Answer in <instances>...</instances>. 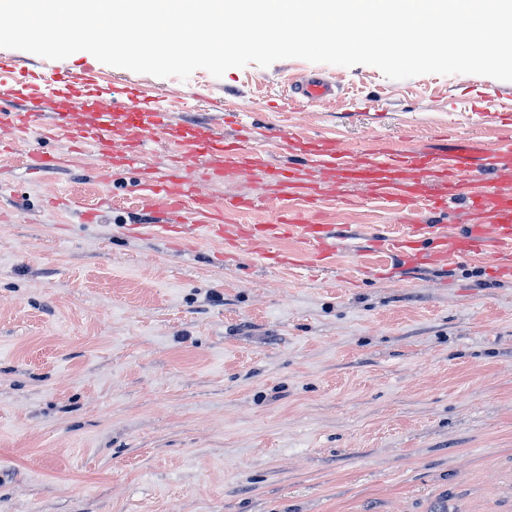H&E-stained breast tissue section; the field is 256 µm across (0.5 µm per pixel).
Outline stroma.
Here are the masks:
<instances>
[{"mask_svg": "<svg viewBox=\"0 0 512 512\" xmlns=\"http://www.w3.org/2000/svg\"><path fill=\"white\" fill-rule=\"evenodd\" d=\"M6 55L30 73L98 70L230 138L225 109L355 149L448 133L476 149L480 109L512 108V82L474 74L293 58L183 81L85 51ZM313 72L338 97L281 111ZM1 140L15 148L0 154V512H512L511 278L474 258L380 279L374 249L322 260L297 238L276 242L296 262L275 269L223 259L215 239L179 249L123 232L158 203L100 182L96 152L62 133ZM33 147L69 167L28 174ZM200 189L259 198L229 223L275 219L274 187L249 174ZM319 220L351 241L405 229L366 198L340 207L332 185Z\"/></svg>", "mask_w": 512, "mask_h": 512, "instance_id": "obj_1", "label": "stroma"}]
</instances>
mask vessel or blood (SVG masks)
Wrapping results in <instances>:
<instances>
[{"mask_svg": "<svg viewBox=\"0 0 512 512\" xmlns=\"http://www.w3.org/2000/svg\"><path fill=\"white\" fill-rule=\"evenodd\" d=\"M0 85L27 105L21 113L1 107L0 127L30 130L41 139L66 132L82 145L95 146L110 170L131 171L144 162L137 143L113 141V128L123 126L162 136L183 162L206 157L260 178L270 173L263 159L265 134L238 144L175 123L169 112L152 105L140 90L126 88L108 94L98 72L92 69L78 78L53 73L21 79L12 61L0 56ZM297 94L299 101L321 102L334 97L336 87L313 73L303 78ZM486 118L496 135L488 148L475 154L456 144L427 151L376 142L354 150L340 146L333 138L285 131L281 141L303 155L305 169L278 174L274 223L239 224L227 230L225 213H246L251 203H216L173 172L148 187L166 215L164 223L149 225L148 230L183 244L201 237L219 239L225 241L231 254L249 255L265 268L287 265V253L271 249L273 242L284 237L299 238L326 257L336 252L337 236L330 226L312 220L311 214L323 205L317 174L333 172L341 184L366 185L373 200L408 212L403 234L378 233L374 248L396 253L404 264L421 268L445 266L459 257H487L494 274L512 276V194L503 191L496 179L499 172L512 167V113L490 112ZM463 208L471 215V223L450 227L422 221L423 214L432 210Z\"/></svg>", "mask_w": 512, "mask_h": 512, "instance_id": "b4317fda", "label": "vessel or blood"}]
</instances>
